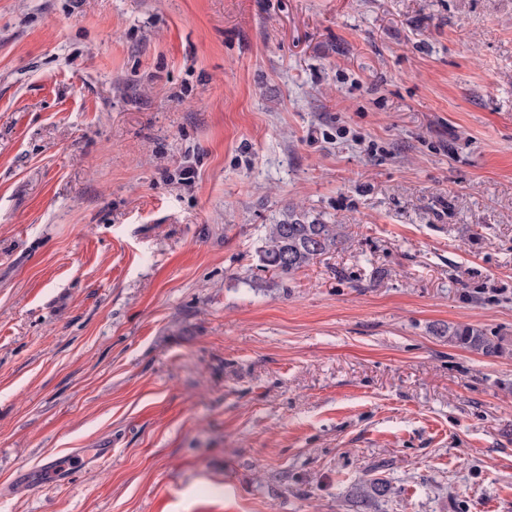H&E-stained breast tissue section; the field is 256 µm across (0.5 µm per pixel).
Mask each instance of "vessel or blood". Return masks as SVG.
I'll use <instances>...</instances> for the list:
<instances>
[{
  "mask_svg": "<svg viewBox=\"0 0 512 512\" xmlns=\"http://www.w3.org/2000/svg\"><path fill=\"white\" fill-rule=\"evenodd\" d=\"M112 458L111 448H81L64 457L47 460L37 465L26 461L17 462L12 476L15 483L27 487L56 485L69 486L84 470L98 467Z\"/></svg>",
  "mask_w": 512,
  "mask_h": 512,
  "instance_id": "obj_1",
  "label": "vessel or blood"
}]
</instances>
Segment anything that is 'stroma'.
<instances>
[{"mask_svg": "<svg viewBox=\"0 0 512 512\" xmlns=\"http://www.w3.org/2000/svg\"><path fill=\"white\" fill-rule=\"evenodd\" d=\"M294 207L345 241L281 278ZM373 478L370 512H512V0H0V512ZM436 336H448L450 344L481 353L485 357H500L506 352L498 336L472 325H449L434 330ZM112 459V448H79L61 458L49 459L42 465L20 461L15 464L13 482L27 487L56 485L68 487L83 470L97 468Z\"/></svg>", "mask_w": 512, "mask_h": 512, "instance_id": "obj_1", "label": "stroma"}]
</instances>
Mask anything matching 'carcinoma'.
Masks as SVG:
<instances>
[{
	"label": "carcinoma",
	"mask_w": 512,
	"mask_h": 512,
	"mask_svg": "<svg viewBox=\"0 0 512 512\" xmlns=\"http://www.w3.org/2000/svg\"><path fill=\"white\" fill-rule=\"evenodd\" d=\"M344 236L343 225L324 224L292 209L282 220L266 227L257 249L260 266L279 277L292 276L317 259L333 253ZM435 335L448 337V343L482 354L500 357L506 349L502 340L472 325H448L435 329ZM391 485L380 479L363 481L354 487L357 502L367 504L391 494Z\"/></svg>",
	"instance_id": "1"
}]
</instances>
